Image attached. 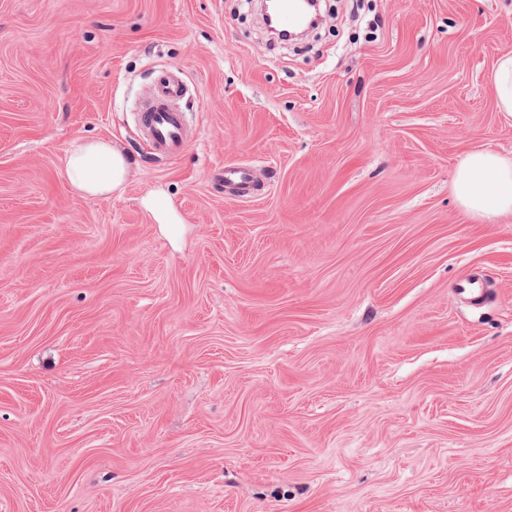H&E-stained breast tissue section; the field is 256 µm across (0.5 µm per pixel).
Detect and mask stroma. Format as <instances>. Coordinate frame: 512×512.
Returning <instances> with one entry per match:
<instances>
[{
  "label": "stroma",
  "instance_id": "obj_1",
  "mask_svg": "<svg viewBox=\"0 0 512 512\" xmlns=\"http://www.w3.org/2000/svg\"><path fill=\"white\" fill-rule=\"evenodd\" d=\"M329 4L309 49L235 0H0V512H512V215L451 192L512 154V0ZM79 138L122 192L69 187ZM499 112L512 116V53L501 56L489 75ZM180 66L161 70L142 102L139 121L142 133L152 150L164 157L178 155L188 142V126L178 102L186 94L179 77ZM62 172L73 189L90 197H107L123 190L131 164L110 141L78 139L62 159ZM251 173L248 168L239 165H225L221 171V179L226 184L234 186L239 193H247L251 183Z\"/></svg>",
  "mask_w": 512,
  "mask_h": 512
}]
</instances>
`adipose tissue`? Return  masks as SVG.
<instances>
[{
	"instance_id": "obj_1",
	"label": "adipose tissue",
	"mask_w": 512,
	"mask_h": 512,
	"mask_svg": "<svg viewBox=\"0 0 512 512\" xmlns=\"http://www.w3.org/2000/svg\"><path fill=\"white\" fill-rule=\"evenodd\" d=\"M62 172L73 189L107 197L123 190L131 164L112 142L79 139L64 156ZM452 190L470 217L488 220L512 213V157L489 149L470 153L455 171Z\"/></svg>"
}]
</instances>
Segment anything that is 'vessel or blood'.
Masks as SVG:
<instances>
[{
    "instance_id": "obj_1",
    "label": "vessel or blood",
    "mask_w": 512,
    "mask_h": 512,
    "mask_svg": "<svg viewBox=\"0 0 512 512\" xmlns=\"http://www.w3.org/2000/svg\"><path fill=\"white\" fill-rule=\"evenodd\" d=\"M277 17L280 25L287 29L300 28L307 23L306 16L297 7V0H279ZM180 72L177 65L159 71L139 112L145 139L156 154L164 157L178 155L188 142V126L178 106L186 93ZM221 178L237 192L244 194L250 188L251 173L246 167L224 166Z\"/></svg>"
}]
</instances>
